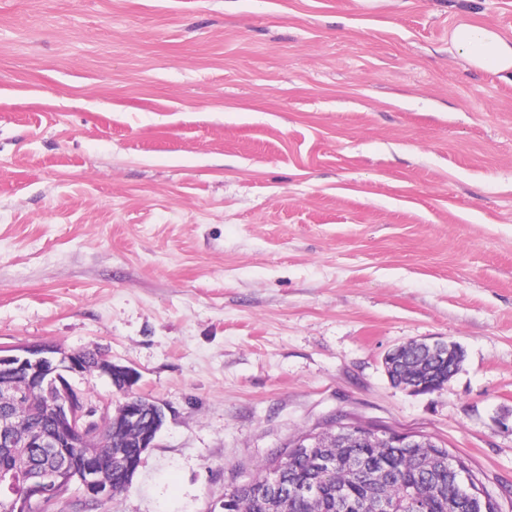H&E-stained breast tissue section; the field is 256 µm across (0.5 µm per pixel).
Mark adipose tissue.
<instances>
[{
  "label": "adipose tissue",
  "instance_id": "adipose-tissue-1",
  "mask_svg": "<svg viewBox=\"0 0 512 512\" xmlns=\"http://www.w3.org/2000/svg\"><path fill=\"white\" fill-rule=\"evenodd\" d=\"M449 41L471 66L512 75V36L463 19L450 30Z\"/></svg>",
  "mask_w": 512,
  "mask_h": 512
}]
</instances>
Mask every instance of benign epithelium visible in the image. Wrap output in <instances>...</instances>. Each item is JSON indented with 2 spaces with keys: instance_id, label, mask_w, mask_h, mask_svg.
<instances>
[{
  "instance_id": "benign-epithelium-1",
  "label": "benign epithelium",
  "mask_w": 512,
  "mask_h": 512,
  "mask_svg": "<svg viewBox=\"0 0 512 512\" xmlns=\"http://www.w3.org/2000/svg\"><path fill=\"white\" fill-rule=\"evenodd\" d=\"M92 371L113 386L138 380L136 370L112 362L103 353L62 352L47 344L0 347V374L14 377L10 383L0 384V447L44 449L42 459L25 460L15 469L0 473L1 487L19 481L26 484V495L12 504L14 512H39L38 506L56 502L74 484L83 488L86 501L102 503L110 498L112 484L100 466V449L112 447V436L131 431L137 435L139 452L154 447L165 420L160 404L139 395L115 411L107 404L94 405L71 383L72 376ZM32 399L49 414V424L23 434L15 407ZM391 437L399 448L430 442L424 436L394 437L382 429L340 420L335 432L313 434L302 447L321 448L326 441L344 438L362 442ZM73 448L81 449L80 454L71 455Z\"/></svg>"
}]
</instances>
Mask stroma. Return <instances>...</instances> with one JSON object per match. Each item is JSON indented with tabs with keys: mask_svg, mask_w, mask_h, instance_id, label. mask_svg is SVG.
Segmentation results:
<instances>
[{
	"mask_svg": "<svg viewBox=\"0 0 512 512\" xmlns=\"http://www.w3.org/2000/svg\"><path fill=\"white\" fill-rule=\"evenodd\" d=\"M464 16L512 34V0H0V346L105 352L165 412L54 512H224L339 416L512 512V81ZM435 339L448 384L391 383ZM450 43L473 67L512 76V37L494 27L462 19L449 31Z\"/></svg>",
	"mask_w": 512,
	"mask_h": 512,
	"instance_id": "1",
	"label": "stroma"
}]
</instances>
